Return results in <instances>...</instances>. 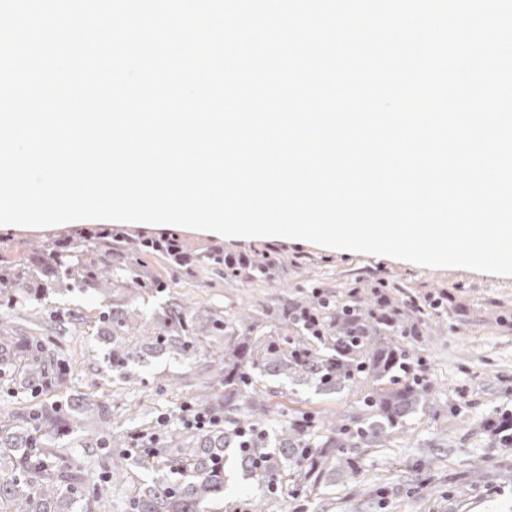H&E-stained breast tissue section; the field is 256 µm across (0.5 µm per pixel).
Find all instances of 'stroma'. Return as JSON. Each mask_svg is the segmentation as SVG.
Listing matches in <instances>:
<instances>
[{
    "label": "stroma",
    "instance_id": "35a3bbf8",
    "mask_svg": "<svg viewBox=\"0 0 512 512\" xmlns=\"http://www.w3.org/2000/svg\"><path fill=\"white\" fill-rule=\"evenodd\" d=\"M77 225L46 228L0 225V257L41 251L58 242H76ZM180 234L188 249L223 248L225 256L253 264L274 258L267 275L255 280H227L197 270L163 269L169 287L165 298H176L199 310L216 309L225 316L240 310L257 314V321L237 324L250 336L277 331L281 312L319 300L333 313L350 303V290L367 299L376 289L388 296L389 308L399 310L418 328L404 337L422 364L430 388L429 405L417 412L389 444L360 451L362 472L339 478L310 492L293 494L282 483L278 500L284 512H512V448H500L486 422L512 415V277L463 268L433 269L384 256H368L323 248L306 241L278 238H227L188 228ZM447 294L448 301L430 308L426 299ZM163 297V298H164ZM142 316L152 315L160 300L126 290L111 299L60 287L33 312L40 324L76 313L79 320L64 325L62 334L77 362L68 386L70 395L98 391L112 401L113 424L136 431L124 411L137 405L156 420L182 412L198 383L196 368L171 359L136 367L133 382L109 375L96 359V316L108 301ZM180 377L178 388H158L156 377ZM279 404L275 425L300 414L318 419L334 414L348 417L360 408L368 383H355L332 394L276 379Z\"/></svg>",
    "mask_w": 512,
    "mask_h": 512
}]
</instances>
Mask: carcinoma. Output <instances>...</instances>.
Listing matches in <instances>:
<instances>
[{
	"label": "carcinoma",
	"mask_w": 512,
	"mask_h": 512,
	"mask_svg": "<svg viewBox=\"0 0 512 512\" xmlns=\"http://www.w3.org/2000/svg\"><path fill=\"white\" fill-rule=\"evenodd\" d=\"M88 246L100 247L88 261L72 262L65 249L47 247L35 263L24 257L0 265V298L11 305L18 297L36 303L66 280L78 288L91 287L105 298L120 284L138 294L156 296L168 284L159 273L147 271L156 258L177 268L187 266L190 252L175 233L126 241L121 228L107 238L87 233ZM206 270L224 276L261 278L267 265L235 262L216 247L197 254ZM245 318L226 319L216 310L201 314L180 301L167 304L150 317L144 330L142 317L118 305L103 309L97 319L102 358L109 370L129 379L132 367L167 355L185 364L204 354L208 374L201 390L190 399L194 409L214 422L198 428L183 418L165 424L154 446L133 453L136 434L112 431L109 404L88 397L46 400L0 421V512H98L112 499V512H205L224 505L225 464L234 458L238 467L261 482L266 492L247 503L248 512H273L281 480L292 477L311 491L328 476L341 472L356 478L361 470L353 448H375L403 427L428 403L423 380L409 374L414 357L409 347L382 342L385 331L408 336L413 328L394 312H377L356 302L343 306L330 323L336 328L332 353L315 348L288 349V337L256 340L235 336ZM225 336L232 344L214 345ZM19 378V386L47 394L68 388L71 365L52 336H32L21 328L0 325V376ZM290 378L319 392H334L355 383L386 380L390 390L365 392L358 415L315 421L301 414L279 431L266 430L272 408L269 398L255 388L261 379ZM98 428L82 436L83 447L101 453L100 471L88 477L68 449L51 447L49 435L79 434L86 415ZM503 448L512 447V421L501 417L491 423Z\"/></svg>",
	"instance_id": "obj_1"
}]
</instances>
